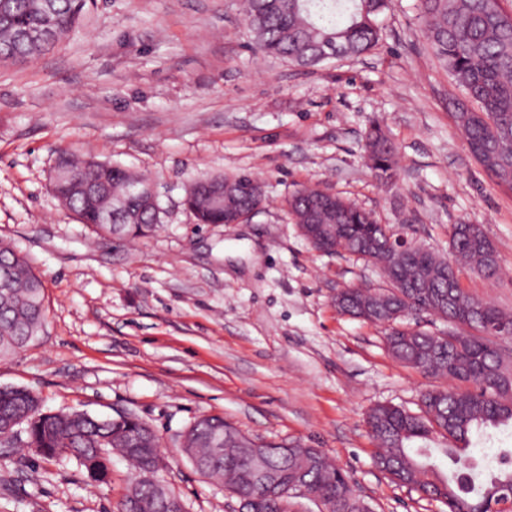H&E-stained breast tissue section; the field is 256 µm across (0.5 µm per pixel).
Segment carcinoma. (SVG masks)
<instances>
[{
	"label": "carcinoma",
	"mask_w": 512,
	"mask_h": 512,
	"mask_svg": "<svg viewBox=\"0 0 512 512\" xmlns=\"http://www.w3.org/2000/svg\"><path fill=\"white\" fill-rule=\"evenodd\" d=\"M89 0H0V65L22 50L37 59L68 39L85 15ZM390 0H244V14L257 51L316 67L326 58L323 42L335 56L357 57L379 46V18ZM418 18L434 54L462 89L473 109L456 106L457 127L478 163L488 158L486 171L512 190V13L502 0H419ZM365 152L375 177L384 184L395 178L396 149L375 122L365 137ZM55 165L65 178L49 181L57 199L66 202L79 221L110 235L104 214L127 204L116 223L122 237H147L156 231L160 215L129 196L131 178L149 179L125 167L67 148L56 151ZM224 208L215 210L204 195L194 197L189 210L199 224H222L241 214L245 195L262 209L263 184L247 174L223 175ZM322 208L319 224L336 235L319 237L312 247L323 254L340 250L373 264L388 283L365 285L336 294L343 314L389 327L386 343L406 365L449 380L471 382L475 389L428 390L421 394V412L378 405L367 417L377 444L376 466L393 482L422 497L443 503L448 512H502L512 501V448L502 449L497 469L480 467L463 455L475 430L512 428V367L505 364L489 336L512 328V316L467 296L459 285L460 267L468 265L487 277L497 273L489 244L473 224H459L452 233L454 259L447 260L414 243L399 248L384 224L344 197L304 187L288 197L287 214L295 224L308 221L312 204ZM433 313L455 325L476 331L470 336L431 335L395 328L404 314ZM47 320L45 287L27 259L0 241V361L34 341ZM26 425V447L44 460L71 456L88 477L107 482L116 450L138 475L153 469L152 478L135 479L117 503L116 512H155L161 488L156 467L160 441L154 429L138 417L120 413L99 418L81 410L47 413L33 391L0 388V437L9 438ZM239 436L221 416L195 421L182 435L180 448L190 449L198 462L212 459L211 435ZM441 436L452 446L441 449L454 469L444 472L428 442ZM247 448H226L224 459L212 463L204 476L224 483L241 512H289L291 494L304 487L324 512H372L356 496L347 476L331 465L318 448L257 442ZM278 472L274 487L260 482L257 470Z\"/></svg>",
	"instance_id": "carcinoma-1"
}]
</instances>
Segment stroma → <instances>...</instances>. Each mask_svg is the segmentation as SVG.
<instances>
[{
    "label": "stroma",
    "instance_id": "1",
    "mask_svg": "<svg viewBox=\"0 0 512 512\" xmlns=\"http://www.w3.org/2000/svg\"><path fill=\"white\" fill-rule=\"evenodd\" d=\"M241 4L92 0L54 51L0 67V239L40 275L48 309L38 340L0 361V387L32 390L47 411L137 415L160 437L185 512L236 510L180 452L207 415L320 449L372 512H447L375 467L367 414L416 409L451 381L402 364L383 327L337 311V290L384 280L313 250L285 201L305 185L341 194L445 258L454 225H478L500 272L462 269L460 286L510 314L512 191L468 151L417 0H393L377 50L314 68L255 54ZM376 120L397 147L390 186L363 152ZM59 148L148 173L159 229L113 238L81 224L48 187ZM203 172L252 175L263 208L240 224L197 223L184 198ZM133 477L118 456L98 483L76 460L0 447V512H113Z\"/></svg>",
    "mask_w": 512,
    "mask_h": 512
}]
</instances>
